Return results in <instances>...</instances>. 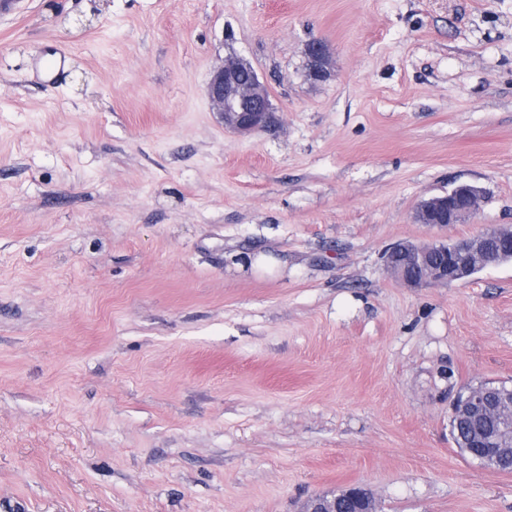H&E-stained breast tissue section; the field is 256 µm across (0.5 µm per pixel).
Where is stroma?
<instances>
[{"mask_svg": "<svg viewBox=\"0 0 512 512\" xmlns=\"http://www.w3.org/2000/svg\"><path fill=\"white\" fill-rule=\"evenodd\" d=\"M228 57L271 130L214 111ZM461 182L489 194L476 215L416 221ZM503 226L512 0H21L0 15V512H302L349 485L377 512H512V473L449 425L460 393L512 384V262L409 288L384 258ZM306 55L311 75L318 80L327 77L328 71L325 65L329 58V49L326 43L320 39L310 40L307 44Z\"/></svg>", "mask_w": 512, "mask_h": 512, "instance_id": "1", "label": "stroma"}]
</instances>
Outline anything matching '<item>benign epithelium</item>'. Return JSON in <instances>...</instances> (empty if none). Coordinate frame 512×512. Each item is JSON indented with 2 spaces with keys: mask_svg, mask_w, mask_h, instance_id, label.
Segmentation results:
<instances>
[{
  "mask_svg": "<svg viewBox=\"0 0 512 512\" xmlns=\"http://www.w3.org/2000/svg\"><path fill=\"white\" fill-rule=\"evenodd\" d=\"M306 55L311 75L320 80L328 76L326 62L329 49L321 39L307 44ZM243 61L229 57L215 67L208 82V96L225 128L249 135L271 128L272 106L267 87L257 75L242 77ZM486 191L460 183L442 195L421 202L415 219L436 220L435 226L458 224L475 215L486 202ZM512 257V230L480 231L463 240L432 244L407 243L403 249L390 248L385 253L387 267L411 288L429 284L448 285L466 281L474 271L499 265L502 258ZM451 418L455 426L470 427L468 439H459L457 448L471 459H512V387L484 384L476 392L455 401ZM306 512H373L368 489L353 486L332 496H318L310 501Z\"/></svg>",
  "mask_w": 512,
  "mask_h": 512,
  "instance_id": "7a95c632",
  "label": "benign epithelium"
}]
</instances>
